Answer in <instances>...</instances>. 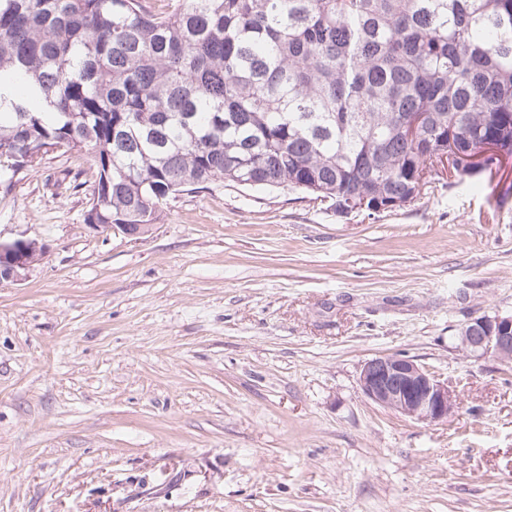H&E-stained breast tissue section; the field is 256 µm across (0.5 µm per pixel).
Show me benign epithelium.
<instances>
[{"instance_id": "1", "label": "benign epithelium", "mask_w": 512, "mask_h": 512, "mask_svg": "<svg viewBox=\"0 0 512 512\" xmlns=\"http://www.w3.org/2000/svg\"><path fill=\"white\" fill-rule=\"evenodd\" d=\"M97 231L140 236L139 224H93ZM44 254L34 239L0 241V283L19 282ZM461 348L480 358L493 354L512 358V315L475 317L459 331ZM359 382L374 404L402 416L424 422H446L457 408V396L448 381L401 355H378L367 360Z\"/></svg>"}]
</instances>
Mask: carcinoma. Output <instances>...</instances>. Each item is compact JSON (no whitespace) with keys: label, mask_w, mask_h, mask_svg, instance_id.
Masks as SVG:
<instances>
[{"label":"carcinoma","mask_w":512,"mask_h":512,"mask_svg":"<svg viewBox=\"0 0 512 512\" xmlns=\"http://www.w3.org/2000/svg\"><path fill=\"white\" fill-rule=\"evenodd\" d=\"M0 183L96 169L85 223L153 224L223 182L337 211L415 201L453 148L512 159V0H0Z\"/></svg>","instance_id":"cac0c4a2"}]
</instances>
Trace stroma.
<instances>
[{
  "label": "stroma",
  "mask_w": 512,
  "mask_h": 512,
  "mask_svg": "<svg viewBox=\"0 0 512 512\" xmlns=\"http://www.w3.org/2000/svg\"><path fill=\"white\" fill-rule=\"evenodd\" d=\"M95 170L48 155L0 190V512H512V360L458 342L512 314V163L409 206L224 183L140 237L85 220ZM447 378L420 423L363 394L367 359ZM44 254V245L34 239L0 241V283L19 282Z\"/></svg>",
  "instance_id": "35a3bbf8"
}]
</instances>
